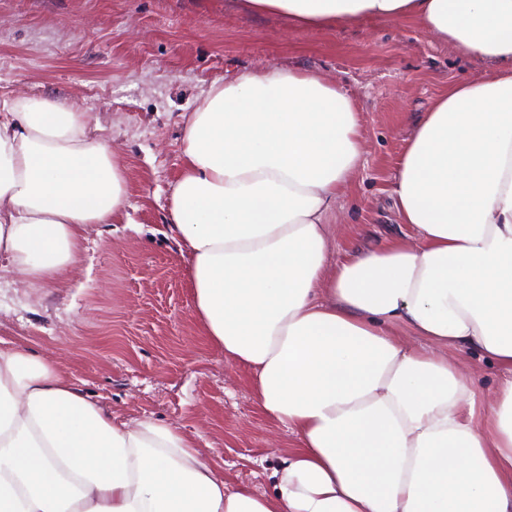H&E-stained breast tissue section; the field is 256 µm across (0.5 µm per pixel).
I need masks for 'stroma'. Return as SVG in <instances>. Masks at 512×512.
<instances>
[{"instance_id": "stroma-1", "label": "stroma", "mask_w": 512, "mask_h": 512, "mask_svg": "<svg viewBox=\"0 0 512 512\" xmlns=\"http://www.w3.org/2000/svg\"><path fill=\"white\" fill-rule=\"evenodd\" d=\"M269 65L324 73L360 109L367 143L340 202L337 256L404 237L391 185L411 124L486 69L418 24L296 28L224 0H0V101L79 104L102 122L128 187L120 220L89 225L71 280L0 289V344L57 360L120 418L177 425L226 479L260 494L294 437L260 408L251 373L211 346L165 216L181 114L211 83Z\"/></svg>"}]
</instances>
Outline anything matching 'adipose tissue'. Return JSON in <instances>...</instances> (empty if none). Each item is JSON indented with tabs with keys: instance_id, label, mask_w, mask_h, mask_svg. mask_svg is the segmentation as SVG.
Segmentation results:
<instances>
[{
	"instance_id": "ef3b65f1",
	"label": "adipose tissue",
	"mask_w": 512,
	"mask_h": 512,
	"mask_svg": "<svg viewBox=\"0 0 512 512\" xmlns=\"http://www.w3.org/2000/svg\"><path fill=\"white\" fill-rule=\"evenodd\" d=\"M226 4L326 29L411 19L495 68L412 128L392 185L411 241L338 260L330 224L366 141L352 99L278 66L204 92L165 221L206 336L295 439L274 490L229 485L179 428L119 419L58 362L0 347V512H512V0ZM127 197L89 113L0 104V281L75 272ZM470 351L499 372L482 404Z\"/></svg>"
}]
</instances>
